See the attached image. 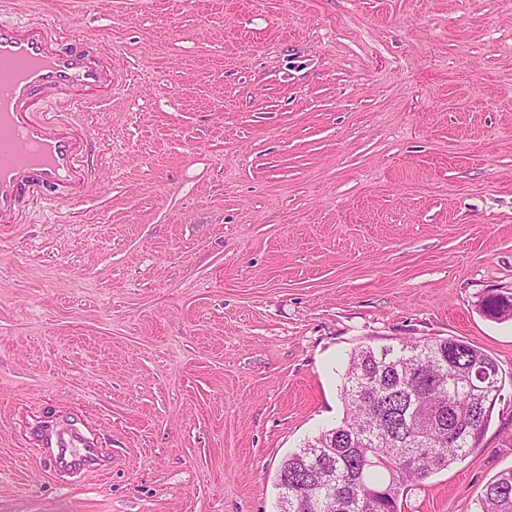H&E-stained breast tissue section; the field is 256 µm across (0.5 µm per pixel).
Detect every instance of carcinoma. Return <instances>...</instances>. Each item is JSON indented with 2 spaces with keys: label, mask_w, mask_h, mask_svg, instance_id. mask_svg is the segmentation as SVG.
Here are the masks:
<instances>
[{
  "label": "carcinoma",
  "mask_w": 512,
  "mask_h": 512,
  "mask_svg": "<svg viewBox=\"0 0 512 512\" xmlns=\"http://www.w3.org/2000/svg\"><path fill=\"white\" fill-rule=\"evenodd\" d=\"M512 318V295L480 303ZM505 380L495 359L459 339L402 341L352 352L346 413L277 471L288 512H401L404 495L463 460L491 420ZM477 512H512V468L489 482Z\"/></svg>",
  "instance_id": "1"
}]
</instances>
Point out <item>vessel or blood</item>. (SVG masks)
I'll list each match as a JSON object with an SVG mask.
<instances>
[{
    "mask_svg": "<svg viewBox=\"0 0 512 512\" xmlns=\"http://www.w3.org/2000/svg\"><path fill=\"white\" fill-rule=\"evenodd\" d=\"M112 73L77 40L38 19L0 22V221L17 217L24 194L55 191L79 165L69 122L38 119L31 102L63 91L111 83ZM58 470H91L99 453L80 433L63 429L52 458Z\"/></svg>",
    "mask_w": 512,
    "mask_h": 512,
    "instance_id": "b4317fda",
    "label": "vessel or blood"
}]
</instances>
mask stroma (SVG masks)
I'll use <instances>...</instances> for the list:
<instances>
[{"instance_id":"stroma-1","label":"stroma","mask_w":512,"mask_h":512,"mask_svg":"<svg viewBox=\"0 0 512 512\" xmlns=\"http://www.w3.org/2000/svg\"><path fill=\"white\" fill-rule=\"evenodd\" d=\"M112 54L96 177L0 225V512H277L352 352L512 375V0H7ZM103 454L51 466L61 426ZM512 387L402 512H474ZM482 311L494 319L512 318V294L505 295H490L482 300L480 303Z\"/></svg>"}]
</instances>
